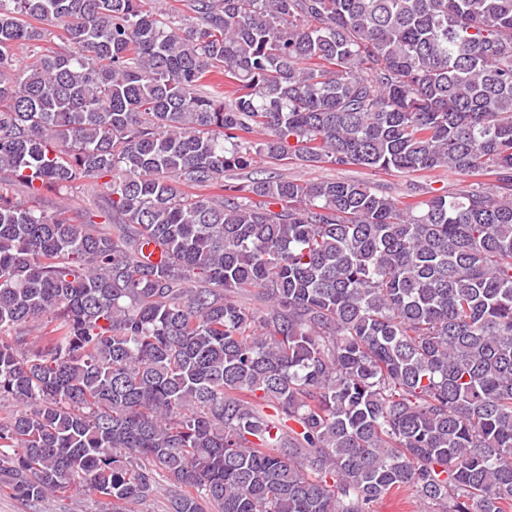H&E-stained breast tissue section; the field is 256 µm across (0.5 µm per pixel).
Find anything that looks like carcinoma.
Here are the masks:
<instances>
[{
	"mask_svg": "<svg viewBox=\"0 0 512 512\" xmlns=\"http://www.w3.org/2000/svg\"><path fill=\"white\" fill-rule=\"evenodd\" d=\"M149 2L0 0V489L512 512V0ZM252 167L246 170L229 172L224 181L235 183H247L250 178L265 177L272 173L288 179L300 181L318 182L323 180H362L371 184L374 190L385 196L400 199L408 194L415 195L409 201L419 202L430 198L435 193L432 190H439L438 193H458L468 189L472 179L448 175V173H437L432 179L422 180L416 191H411L409 178L399 173H386L383 171H372L360 166L336 167L329 164H321L319 167L306 166L298 161L283 159L281 161L255 159ZM68 204L75 210L93 209L103 204V196L95 189L89 187L73 188L68 195ZM414 493L389 494L375 505V512H421L422 506Z\"/></svg>",
	"mask_w": 512,
	"mask_h": 512,
	"instance_id": "1",
	"label": "carcinoma"
}]
</instances>
